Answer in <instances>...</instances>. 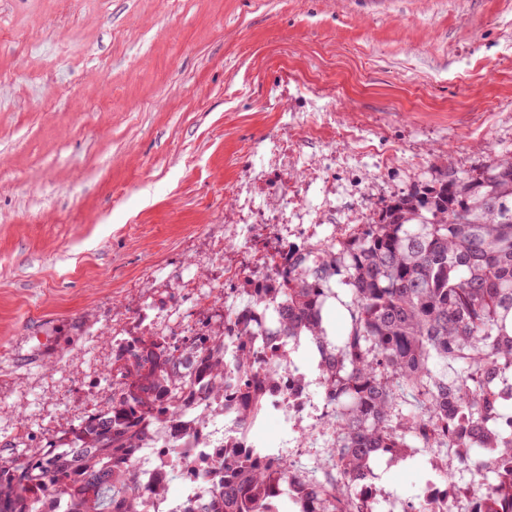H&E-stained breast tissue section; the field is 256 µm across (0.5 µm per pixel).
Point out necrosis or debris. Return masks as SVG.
<instances>
[{"label": "necrosis or debris", "instance_id": "1", "mask_svg": "<svg viewBox=\"0 0 512 512\" xmlns=\"http://www.w3.org/2000/svg\"><path fill=\"white\" fill-rule=\"evenodd\" d=\"M273 149L276 159L272 169H263L265 154L253 150L247 157L250 167H261L260 176H246L237 182L233 192L237 198L234 220L224 226L223 253L217 259V279L223 290L219 302L200 304L194 332L223 330L231 326L235 334L255 336L269 327L264 313L246 312L243 303L253 298L258 288L273 284L288 265V254L295 247L322 245L316 225L292 224L288 209L293 204L289 194L288 142L279 140ZM182 318L179 305L167 308L145 306L136 327L115 324L112 334L123 338L137 330L149 336H177ZM311 382L299 366L283 369L280 385L266 388V419H279L292 430H304L319 437L323 434L325 409L313 401ZM181 401L186 408L183 417L184 437L178 447H167L165 435H156L149 448L134 450L127 458L130 470L141 478L146 512H173L174 500H160L151 493L159 471V457H166L168 468L180 486L181 495L204 504L210 498L212 483L206 472L210 460L223 457L224 438L235 435L240 453L251 454L257 447L253 433L236 434L234 418L197 428L193 421L198 403L196 393L183 390Z\"/></svg>", "mask_w": 512, "mask_h": 512}]
</instances>
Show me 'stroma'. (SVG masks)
I'll return each instance as SVG.
<instances>
[{
	"instance_id": "35a3bbf8",
	"label": "stroma",
	"mask_w": 512,
	"mask_h": 512,
	"mask_svg": "<svg viewBox=\"0 0 512 512\" xmlns=\"http://www.w3.org/2000/svg\"><path fill=\"white\" fill-rule=\"evenodd\" d=\"M329 119L359 138L288 146L326 238L512 154V0H0V459L83 420L152 268L215 296L248 149Z\"/></svg>"
}]
</instances>
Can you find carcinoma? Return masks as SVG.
<instances>
[{
  "label": "carcinoma",
  "mask_w": 512,
  "mask_h": 512,
  "mask_svg": "<svg viewBox=\"0 0 512 512\" xmlns=\"http://www.w3.org/2000/svg\"><path fill=\"white\" fill-rule=\"evenodd\" d=\"M335 300L348 313L339 341L324 326ZM275 328L254 341L204 334L191 342L194 375L178 370V346L132 340L112 364V406L18 465L0 461V512H42L33 488L57 491V512H144L126 464L156 432L182 431L179 390L201 380L200 427L230 409L240 429L265 411L264 385L279 380L294 342L324 349L327 400L322 477L307 479L286 456L260 463L224 453V483L203 509L179 512H337L367 458L386 448H466L463 468L481 476L478 512H512V156L475 176L446 174L388 205L374 224L314 256L298 254L271 296L252 301ZM271 354L262 378L253 359Z\"/></svg>",
  "instance_id": "carcinoma-1"
}]
</instances>
